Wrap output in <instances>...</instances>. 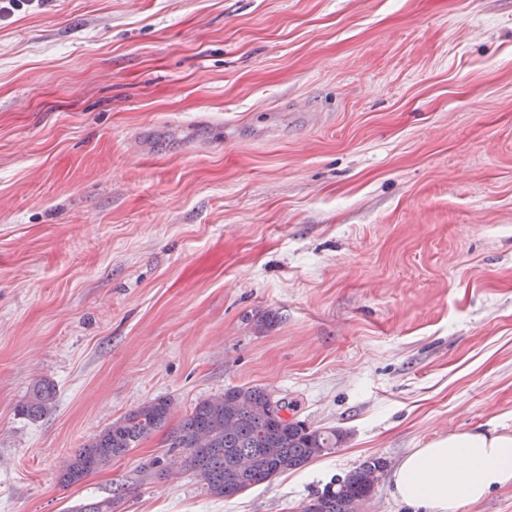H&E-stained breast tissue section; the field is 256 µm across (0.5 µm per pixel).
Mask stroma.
<instances>
[{
  "mask_svg": "<svg viewBox=\"0 0 512 512\" xmlns=\"http://www.w3.org/2000/svg\"><path fill=\"white\" fill-rule=\"evenodd\" d=\"M235 386L343 447L228 499L180 463L147 478ZM158 398L165 428L60 483ZM478 428L512 433V0L0 18V512H300ZM53 400L54 390L49 384H36L20 412L30 417L42 416L51 408ZM382 458H369L350 470L343 478L331 481L303 505L301 512H359L357 508L374 494L377 484L374 471L385 469ZM315 502V504L313 503Z\"/></svg>",
  "mask_w": 512,
  "mask_h": 512,
  "instance_id": "obj_1",
  "label": "stroma"
}]
</instances>
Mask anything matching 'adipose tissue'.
<instances>
[{
    "label": "adipose tissue",
    "instance_id": "obj_1",
    "mask_svg": "<svg viewBox=\"0 0 512 512\" xmlns=\"http://www.w3.org/2000/svg\"><path fill=\"white\" fill-rule=\"evenodd\" d=\"M394 493L427 512H458L512 483V434L453 433L408 453L394 470Z\"/></svg>",
    "mask_w": 512,
    "mask_h": 512
}]
</instances>
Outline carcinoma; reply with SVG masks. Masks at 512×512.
<instances>
[{
    "label": "carcinoma",
    "mask_w": 512,
    "mask_h": 512,
    "mask_svg": "<svg viewBox=\"0 0 512 512\" xmlns=\"http://www.w3.org/2000/svg\"><path fill=\"white\" fill-rule=\"evenodd\" d=\"M53 400V388L37 384L20 412L41 416ZM269 402V393L256 386L228 388L201 400L169 433L168 448L186 453V466L200 475L211 495L232 498L299 469L346 441L347 434L340 429H314L295 419L268 415ZM170 408L169 400L155 399L113 421L79 450L61 474V481L77 483L129 452L164 426ZM385 467L381 458L364 461L314 493L301 512H357L374 494V471Z\"/></svg>",
    "instance_id": "carcinoma-1"
}]
</instances>
